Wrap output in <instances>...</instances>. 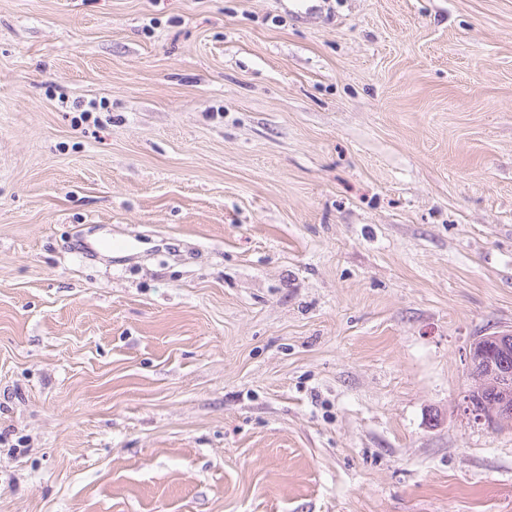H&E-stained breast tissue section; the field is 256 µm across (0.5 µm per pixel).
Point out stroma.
<instances>
[{"label": "stroma", "mask_w": 512, "mask_h": 512, "mask_svg": "<svg viewBox=\"0 0 512 512\" xmlns=\"http://www.w3.org/2000/svg\"><path fill=\"white\" fill-rule=\"evenodd\" d=\"M315 4L0 0V512H512V0ZM512 349V332H496L477 339L470 348V357H474L477 364L480 363L481 370L487 371L484 378H490L500 390H512V367L506 362L496 359L494 352H506ZM508 387V388H507ZM498 393H494L491 387H481L469 389L467 398L469 400L466 409H470L471 414L483 411L486 404L496 401ZM482 420L487 421L488 425L497 426L512 421V403L508 402V396L500 403L490 405L482 412Z\"/></svg>", "instance_id": "35a3bbf8"}]
</instances>
